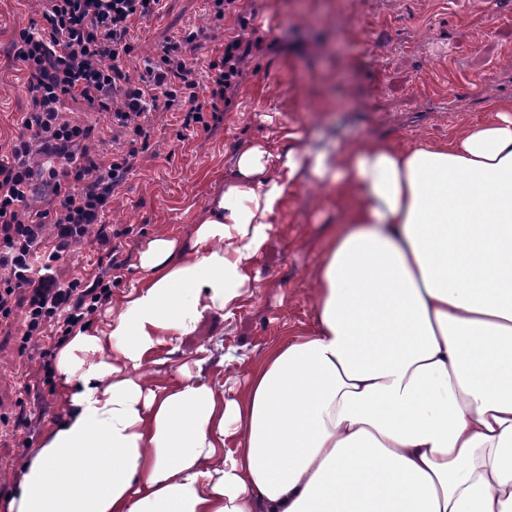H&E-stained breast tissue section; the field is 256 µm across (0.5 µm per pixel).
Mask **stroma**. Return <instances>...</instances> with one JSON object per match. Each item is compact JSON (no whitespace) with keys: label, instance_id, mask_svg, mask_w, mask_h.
I'll return each instance as SVG.
<instances>
[{"label":"stroma","instance_id":"stroma-1","mask_svg":"<svg viewBox=\"0 0 512 512\" xmlns=\"http://www.w3.org/2000/svg\"><path fill=\"white\" fill-rule=\"evenodd\" d=\"M34 0H0V146L10 147L32 94L12 48L19 29L36 20ZM205 27L210 40L187 50L201 69L225 40L247 52L224 114L209 131L182 132L177 113H149L146 148L115 190L106 223L119 269L120 298L141 271L138 252L151 238H190L209 198L224 186L243 146L277 132L302 133L299 151H336L350 142L443 143L512 99V0H240L223 20L209 0H163L159 15L136 27L131 65L145 61L188 31ZM348 203L303 166L286 188L285 206L255 258L247 294L231 308L205 315L161 376L186 367L193 376L242 389L251 365L314 318L311 274ZM85 240L55 265L60 283L88 277L105 254ZM25 301L0 322V502L11 496L22 464L40 448L46 429L66 413L60 388L37 373L43 345L24 341ZM26 416L29 429L15 422ZM30 447H21L23 437Z\"/></svg>","mask_w":512,"mask_h":512}]
</instances>
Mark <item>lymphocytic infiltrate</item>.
I'll return each instance as SVG.
<instances>
[{"label":"lymphocytic infiltrate","instance_id":"obj_1","mask_svg":"<svg viewBox=\"0 0 512 512\" xmlns=\"http://www.w3.org/2000/svg\"><path fill=\"white\" fill-rule=\"evenodd\" d=\"M162 2L38 0V23L20 29L14 40V57L33 98L9 154L0 157V319L13 315L16 293L25 291V340L45 335L61 347L109 301L116 259L65 285L52 268L87 235L109 244L103 219L139 158L146 114L179 112L183 127L209 130L240 72L239 39L225 42L202 75L184 55L183 43L173 42L132 80L135 23L159 14ZM68 101L111 113L113 126L123 129L126 139L111 159L89 147L90 127L63 119ZM36 152L49 159L38 169L32 166ZM38 176L47 207L34 212L28 201Z\"/></svg>","mask_w":512,"mask_h":512}]
</instances>
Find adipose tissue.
<instances>
[{
    "instance_id": "1",
    "label": "adipose tissue",
    "mask_w": 512,
    "mask_h": 512,
    "mask_svg": "<svg viewBox=\"0 0 512 512\" xmlns=\"http://www.w3.org/2000/svg\"><path fill=\"white\" fill-rule=\"evenodd\" d=\"M244 146L190 241L149 240L105 327L59 351L67 407L8 512H512V100L445 144ZM349 202L313 329L234 397L150 366L244 293L304 164Z\"/></svg>"
}]
</instances>
